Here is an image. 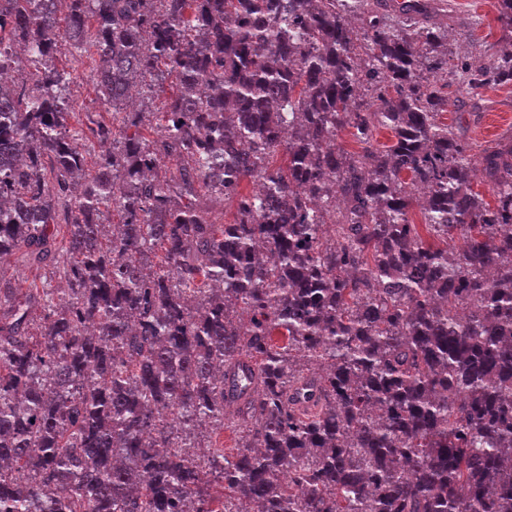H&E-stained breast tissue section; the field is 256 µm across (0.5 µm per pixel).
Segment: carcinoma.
I'll return each instance as SVG.
<instances>
[{
	"label": "carcinoma",
	"mask_w": 512,
	"mask_h": 512,
	"mask_svg": "<svg viewBox=\"0 0 512 512\" xmlns=\"http://www.w3.org/2000/svg\"><path fill=\"white\" fill-rule=\"evenodd\" d=\"M59 2L0 0L33 75L0 83V257L59 280L0 281V512H512V140L440 121L512 48L448 57L424 0ZM87 51L112 122L72 132ZM171 77L149 139L132 89Z\"/></svg>",
	"instance_id": "cac0c4a2"
}]
</instances>
